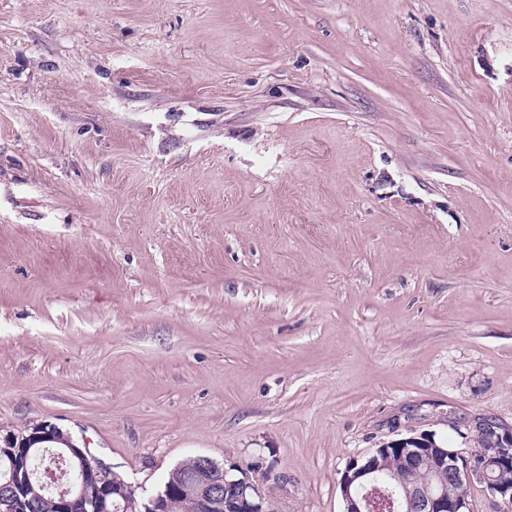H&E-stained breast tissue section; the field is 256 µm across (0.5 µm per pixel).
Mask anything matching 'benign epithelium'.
<instances>
[{
	"instance_id": "1",
	"label": "benign epithelium",
	"mask_w": 512,
	"mask_h": 512,
	"mask_svg": "<svg viewBox=\"0 0 512 512\" xmlns=\"http://www.w3.org/2000/svg\"><path fill=\"white\" fill-rule=\"evenodd\" d=\"M475 427L484 445L468 456L440 447L433 437L420 434L388 441L364 458L350 462L340 479L345 512H366L369 509L368 496L377 489L378 478L391 477L387 463L392 451L398 452L408 463L431 472V478L426 481L401 490L395 487L389 490L400 510L470 512L466 496H448L450 481L459 485L477 481L485 485L494 501L511 505L512 486L500 483L494 472L512 469V426L482 415ZM16 438L25 448L57 449V453L75 469L77 479L58 492L63 512H76L83 508V484L88 479L100 483L105 491L100 502L102 512H109L107 498L110 493L123 501V504L115 505V512H162L161 506L177 491L193 493L198 512H268L262 484L228 460L219 462L209 456H198L189 480L177 465L169 471V478L162 488L144 499L138 497L132 484L111 482V467L89 456L86 446L78 445L69 433L55 424L36 423L26 436H17L11 431L3 435L8 444Z\"/></svg>"
}]
</instances>
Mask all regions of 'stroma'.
<instances>
[{"mask_svg":"<svg viewBox=\"0 0 512 512\" xmlns=\"http://www.w3.org/2000/svg\"><path fill=\"white\" fill-rule=\"evenodd\" d=\"M512 425V0H0V427L268 512Z\"/></svg>","mask_w":512,"mask_h":512,"instance_id":"1","label":"stroma"}]
</instances>
